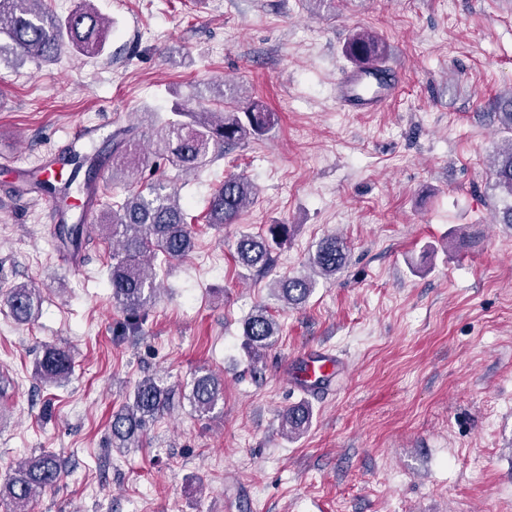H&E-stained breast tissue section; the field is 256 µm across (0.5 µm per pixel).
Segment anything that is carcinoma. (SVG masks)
Listing matches in <instances>:
<instances>
[{"label":"carcinoma","mask_w":512,"mask_h":512,"mask_svg":"<svg viewBox=\"0 0 512 512\" xmlns=\"http://www.w3.org/2000/svg\"><path fill=\"white\" fill-rule=\"evenodd\" d=\"M110 23L94 8L90 0L64 18L44 8V0H0V60L5 57L27 59L41 64L55 62L72 50L96 55L104 49ZM346 57L356 65L379 62L384 45L368 30L354 33L345 47ZM501 128L509 133L493 165L494 188L507 203L501 211V223L512 227V101L504 102L498 112ZM273 122L272 113L252 103L239 108L225 103L224 111L182 108L177 119L166 120L153 128V149L142 148L129 128L112 134V180L125 189L112 207L102 211L97 227L112 239V264L108 270V288L112 305L126 313L125 329L138 328L139 313L147 310L157 296L156 275L146 271L158 256L183 258L194 248L189 214L180 204L177 191L165 192V186L150 184L147 191L131 186L148 169L173 167L182 174L194 173L224 155V149L266 134ZM88 163V156L73 152L68 183H74ZM256 188L248 179L231 176L211 195L206 214L210 225L232 224L241 210L254 199ZM91 224H60L56 237L75 249L82 246ZM289 238L288 225L271 224L264 234H241L236 242L234 260L248 271H267L274 263V251ZM348 249L336 236L322 239L309 257V272L283 276L274 281L273 293L285 306L305 303L312 294L316 278L331 279L347 263ZM7 302L15 320H34L42 306L41 289L20 284L8 292ZM280 334L277 320L259 306L245 319V347L253 356L273 346ZM72 372L68 350L56 346L43 348L34 363V375L46 384L63 385ZM224 396V379L202 370L190 382L189 392L175 396L173 387L161 377L146 376L135 386L121 409L112 415V446L132 448L158 416L175 406V400H186L198 415L215 410ZM311 411L304 405L288 408L281 415L283 432L290 437L304 434L310 426ZM62 473L59 458L44 451L23 460L7 481L0 484V501L11 506V512H28L37 496L56 487Z\"/></svg>","instance_id":"cac0c4a2"}]
</instances>
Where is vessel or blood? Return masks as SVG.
Here are the masks:
<instances>
[{
  "label": "vessel or blood",
  "instance_id": "1",
  "mask_svg": "<svg viewBox=\"0 0 512 512\" xmlns=\"http://www.w3.org/2000/svg\"><path fill=\"white\" fill-rule=\"evenodd\" d=\"M395 87L393 67L380 62L345 69L334 82L336 102L347 112L381 110ZM344 371L345 362L335 352L312 348L302 353L292 366L290 375L296 387L314 394L331 387Z\"/></svg>",
  "mask_w": 512,
  "mask_h": 512
}]
</instances>
